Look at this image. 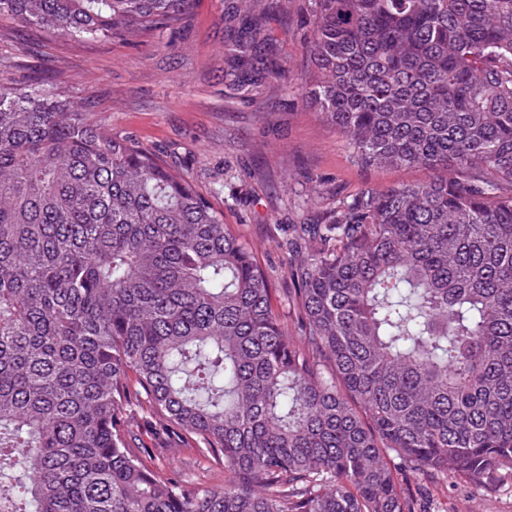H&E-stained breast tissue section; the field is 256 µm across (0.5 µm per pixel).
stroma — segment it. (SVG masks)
I'll return each instance as SVG.
<instances>
[{
  "instance_id": "stroma-1",
  "label": "stroma",
  "mask_w": 512,
  "mask_h": 512,
  "mask_svg": "<svg viewBox=\"0 0 512 512\" xmlns=\"http://www.w3.org/2000/svg\"><path fill=\"white\" fill-rule=\"evenodd\" d=\"M223 17L224 0H196L183 28L136 44L62 38L0 19V84L44 73L43 90L85 102L113 132L175 161L272 271V304L284 315L291 286L281 272L284 226L365 185L422 183L435 173L358 165L345 138L305 107L304 0L271 23L288 72L263 106L225 97ZM399 480L421 493L431 512H512L507 472L480 489L464 476Z\"/></svg>"
}]
</instances>
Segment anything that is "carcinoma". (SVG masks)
I'll use <instances>...</instances> for the list:
<instances>
[{
    "mask_svg": "<svg viewBox=\"0 0 512 512\" xmlns=\"http://www.w3.org/2000/svg\"><path fill=\"white\" fill-rule=\"evenodd\" d=\"M313 107L371 185L269 273L166 159L83 102L0 86V512H424L400 472L512 473V0H308ZM195 0H0L137 41ZM288 0H224V92L284 71ZM216 458L179 479L133 446ZM154 421L151 419H144L140 421L138 426V431L140 433V445L139 447H144L149 450V452L157 458H160L162 461L166 457V451L161 445L156 444L155 436H154Z\"/></svg>",
    "mask_w": 512,
    "mask_h": 512,
    "instance_id": "1",
    "label": "carcinoma"
}]
</instances>
